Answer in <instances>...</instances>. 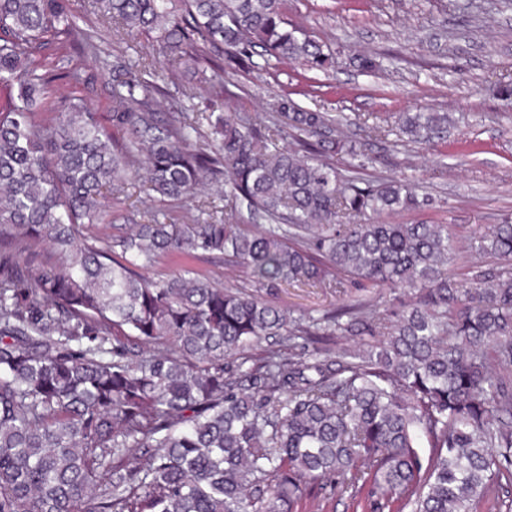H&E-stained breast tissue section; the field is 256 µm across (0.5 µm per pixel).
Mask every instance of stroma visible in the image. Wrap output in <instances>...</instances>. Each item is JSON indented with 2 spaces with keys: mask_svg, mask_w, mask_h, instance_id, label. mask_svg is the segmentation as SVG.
Listing matches in <instances>:
<instances>
[{
  "mask_svg": "<svg viewBox=\"0 0 512 512\" xmlns=\"http://www.w3.org/2000/svg\"><path fill=\"white\" fill-rule=\"evenodd\" d=\"M288 15L336 53L327 72L298 64L265 73L229 71L233 99L223 112H269L272 92L294 95L310 109L332 113L344 134L362 140L356 116L395 127L404 112H445V134L413 144L397 136L371 141L374 164L366 180L402 179L432 198L430 207L381 215L386 224H445L469 239L491 225L512 223V100L500 95L512 83V7L503 0H288ZM381 62L367 74L355 54ZM84 84H61L54 103L85 99L97 112L112 110L111 77L93 61L79 59ZM279 305L321 316L341 296L321 288L283 286Z\"/></svg>",
  "mask_w": 512,
  "mask_h": 512,
  "instance_id": "obj_1",
  "label": "stroma"
}]
</instances>
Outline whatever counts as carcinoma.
Wrapping results in <instances>:
<instances>
[{
	"label": "carcinoma",
	"mask_w": 512,
	"mask_h": 512,
	"mask_svg": "<svg viewBox=\"0 0 512 512\" xmlns=\"http://www.w3.org/2000/svg\"><path fill=\"white\" fill-rule=\"evenodd\" d=\"M89 2L113 35L153 34L168 61L208 64L211 102L230 63H333L286 0ZM77 31L67 0H0V89L17 90L0 107V512H307L336 496L350 512H473L490 491L512 512V378L492 371L512 367V224L479 236L452 277L448 225L369 219L429 199L339 173L338 155L373 159L331 113L286 96L267 120L164 112L173 70L109 63L96 32L76 46ZM75 47L112 65L110 131L81 99L32 121L55 82L82 81L60 66ZM399 122L420 142L448 114ZM140 177L129 223L81 237ZM204 258L272 290L412 297L395 313L354 298L295 316L271 292L215 284L194 267ZM163 259L181 273L147 275ZM300 345L311 354L292 356Z\"/></svg>",
	"instance_id": "1"
}]
</instances>
